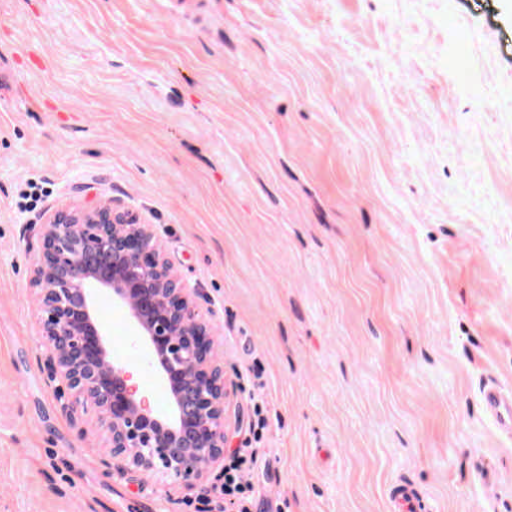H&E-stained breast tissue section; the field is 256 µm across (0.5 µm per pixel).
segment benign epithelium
I'll return each instance as SVG.
<instances>
[{"mask_svg": "<svg viewBox=\"0 0 512 512\" xmlns=\"http://www.w3.org/2000/svg\"><path fill=\"white\" fill-rule=\"evenodd\" d=\"M30 283L55 373L75 406L106 424L105 465L117 459L166 482L201 481L224 454V369L195 289L168 265L148 225L110 200L49 210ZM102 292L128 308L149 368L168 386L170 414H154L127 385L97 324Z\"/></svg>", "mask_w": 512, "mask_h": 512, "instance_id": "obj_1", "label": "benign epithelium"}]
</instances>
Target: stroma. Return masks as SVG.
I'll list each match as a JSON object with an SVG mask.
<instances>
[{
  "instance_id": "1",
  "label": "stroma",
  "mask_w": 512,
  "mask_h": 512,
  "mask_svg": "<svg viewBox=\"0 0 512 512\" xmlns=\"http://www.w3.org/2000/svg\"><path fill=\"white\" fill-rule=\"evenodd\" d=\"M0 0V512L223 507L107 467L30 288L42 215L111 199L197 291L253 512H512V0ZM45 196L19 205L28 182ZM114 358L169 397L127 309ZM482 404L496 427L512 436V392L489 385L482 391Z\"/></svg>"
}]
</instances>
